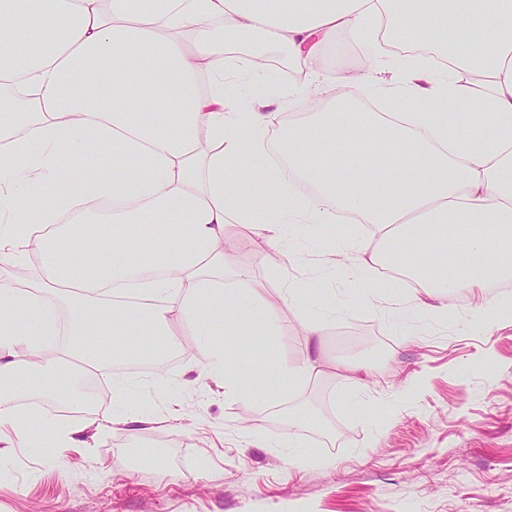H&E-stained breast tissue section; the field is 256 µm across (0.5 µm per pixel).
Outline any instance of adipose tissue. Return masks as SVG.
<instances>
[{"mask_svg":"<svg viewBox=\"0 0 512 512\" xmlns=\"http://www.w3.org/2000/svg\"><path fill=\"white\" fill-rule=\"evenodd\" d=\"M57 25L59 40L26 47L27 30ZM341 34L420 40L445 62L380 79L390 111L339 98L274 142L265 99L227 111L235 84L263 75L235 65L245 40L296 66L297 108ZM336 212L372 230L319 265H349L370 303L384 302L381 267L415 250L423 313L450 317L455 288L476 298L477 323L512 318L511 302L483 298L512 278V0H0V253L38 269L0 285L1 380L37 373L53 397L73 361L100 373L131 337L172 336L187 318L208 339L205 367L223 370L224 337L274 335L299 294L227 273L232 227L265 257L314 247L311 229ZM59 289L73 317L57 346L45 294ZM37 415L1 393L0 443L28 445Z\"/></svg>","mask_w":512,"mask_h":512,"instance_id":"1","label":"adipose tissue"}]
</instances>
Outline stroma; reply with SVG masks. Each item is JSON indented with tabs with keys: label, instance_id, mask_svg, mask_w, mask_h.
Here are the masks:
<instances>
[{
	"label": "stroma",
	"instance_id": "obj_1",
	"mask_svg": "<svg viewBox=\"0 0 512 512\" xmlns=\"http://www.w3.org/2000/svg\"><path fill=\"white\" fill-rule=\"evenodd\" d=\"M269 51V109L305 124L309 111L280 102L289 80L278 47ZM368 57L388 67L397 54L347 38L329 46L317 102H330L333 76L346 70L357 106L380 109L363 76ZM229 261L268 287L294 281L325 301L283 306L280 340L229 341L233 358L250 363L237 399L225 398L221 376L203 369L197 330L183 325L178 362L103 383L81 419L109 412L118 422L95 433L88 456L43 446L39 424L31 446L0 447V512H512V320L471 324L474 299L455 290L445 322L398 304L379 309L357 300L345 270L323 281L302 253L289 264L243 249ZM314 315L327 322L320 374L292 387L258 384L262 362L307 358L299 326ZM347 362L359 366L351 383ZM117 385L130 396L114 397ZM132 414L148 418L133 432L119 422ZM247 429L253 441H245ZM157 437L166 446L142 463L134 443ZM291 439L317 464L291 463Z\"/></svg>",
	"mask_w": 512,
	"mask_h": 512
}]
</instances>
